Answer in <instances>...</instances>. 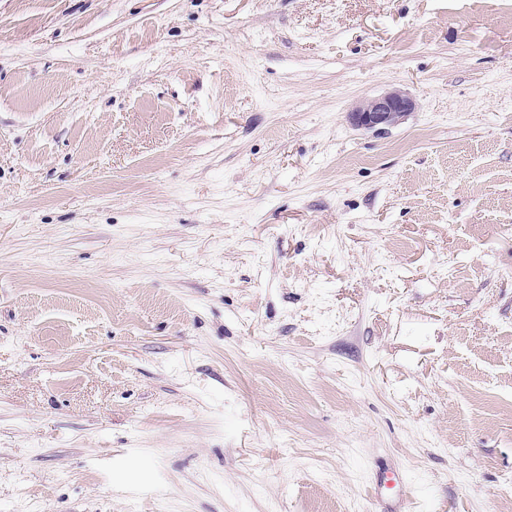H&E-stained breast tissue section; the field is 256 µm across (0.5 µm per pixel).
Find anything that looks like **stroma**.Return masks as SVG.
<instances>
[{
    "label": "stroma",
    "mask_w": 512,
    "mask_h": 512,
    "mask_svg": "<svg viewBox=\"0 0 512 512\" xmlns=\"http://www.w3.org/2000/svg\"><path fill=\"white\" fill-rule=\"evenodd\" d=\"M506 268L512 0H0V512H512ZM414 110L415 103L408 94L400 88H393L356 105L350 119L356 127L384 132L398 125Z\"/></svg>",
    "instance_id": "obj_1"
}]
</instances>
